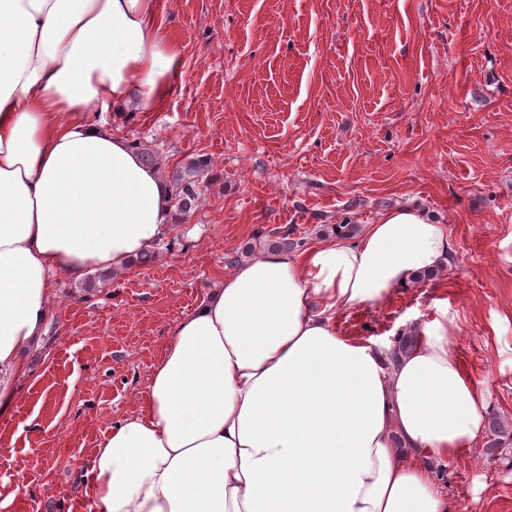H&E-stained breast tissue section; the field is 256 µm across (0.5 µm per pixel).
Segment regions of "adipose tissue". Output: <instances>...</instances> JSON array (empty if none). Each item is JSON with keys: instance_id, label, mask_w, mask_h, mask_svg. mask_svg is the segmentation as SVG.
I'll use <instances>...</instances> for the list:
<instances>
[{"instance_id": "adipose-tissue-1", "label": "adipose tissue", "mask_w": 512, "mask_h": 512, "mask_svg": "<svg viewBox=\"0 0 512 512\" xmlns=\"http://www.w3.org/2000/svg\"><path fill=\"white\" fill-rule=\"evenodd\" d=\"M162 0H0V408L29 372L53 277L125 270L174 221L171 188L113 132L180 61ZM447 229L399 203L354 238L247 258L174 326L137 411L83 475L87 512H448L440 465L486 429L484 391L436 301L413 342L340 316L444 270Z\"/></svg>"}]
</instances>
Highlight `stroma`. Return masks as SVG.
Instances as JSON below:
<instances>
[{
    "instance_id": "1",
    "label": "stroma",
    "mask_w": 512,
    "mask_h": 512,
    "mask_svg": "<svg viewBox=\"0 0 512 512\" xmlns=\"http://www.w3.org/2000/svg\"><path fill=\"white\" fill-rule=\"evenodd\" d=\"M164 2L183 76L114 125L163 176L208 158L202 200L153 262L55 279L44 346L0 415V512H78L94 448L245 246L310 247L406 200L447 224V267L342 326L384 340L448 300L464 366L512 430V0ZM443 473L449 512H512V445Z\"/></svg>"
}]
</instances>
